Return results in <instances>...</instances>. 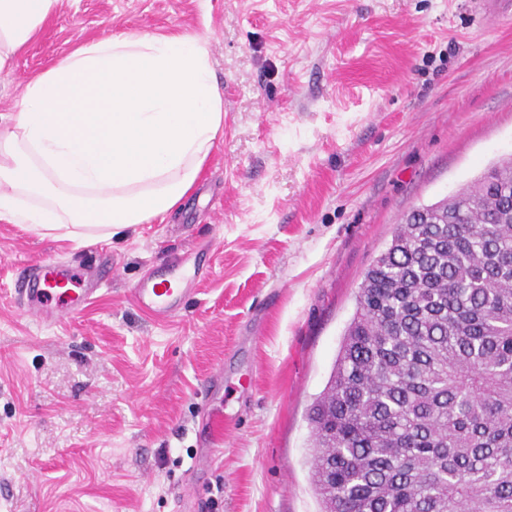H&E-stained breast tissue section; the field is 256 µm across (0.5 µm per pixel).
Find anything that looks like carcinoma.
I'll return each instance as SVG.
<instances>
[{"label": "carcinoma", "mask_w": 512, "mask_h": 512, "mask_svg": "<svg viewBox=\"0 0 512 512\" xmlns=\"http://www.w3.org/2000/svg\"><path fill=\"white\" fill-rule=\"evenodd\" d=\"M403 221L310 410L320 512H512V157Z\"/></svg>", "instance_id": "cac0c4a2"}]
</instances>
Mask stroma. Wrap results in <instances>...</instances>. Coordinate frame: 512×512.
<instances>
[{"label": "stroma", "instance_id": "stroma-1", "mask_svg": "<svg viewBox=\"0 0 512 512\" xmlns=\"http://www.w3.org/2000/svg\"><path fill=\"white\" fill-rule=\"evenodd\" d=\"M483 0H62L0 75V114L81 44L205 33L224 134L193 189L125 236L0 218V512H318L313 400L358 287L414 207L512 155V17ZM206 274L171 322L131 289ZM54 259L96 291L16 305Z\"/></svg>", "mask_w": 512, "mask_h": 512}]
</instances>
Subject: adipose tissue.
<instances>
[{
	"label": "adipose tissue",
	"instance_id": "obj_1",
	"mask_svg": "<svg viewBox=\"0 0 512 512\" xmlns=\"http://www.w3.org/2000/svg\"><path fill=\"white\" fill-rule=\"evenodd\" d=\"M61 0H0V74ZM224 132L207 36L85 43L31 81L0 132V217L125 234L171 211Z\"/></svg>",
	"mask_w": 512,
	"mask_h": 512
}]
</instances>
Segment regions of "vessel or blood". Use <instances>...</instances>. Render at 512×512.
Segmentation results:
<instances>
[{
  "instance_id": "obj_1",
  "label": "vessel or blood",
  "mask_w": 512,
  "mask_h": 512,
  "mask_svg": "<svg viewBox=\"0 0 512 512\" xmlns=\"http://www.w3.org/2000/svg\"><path fill=\"white\" fill-rule=\"evenodd\" d=\"M195 282L184 259L162 262L148 270L136 283L133 295L138 304L162 322L176 317ZM26 313L41 323L77 316L88 296L77 288L70 270L60 262H48L17 291Z\"/></svg>"
}]
</instances>
